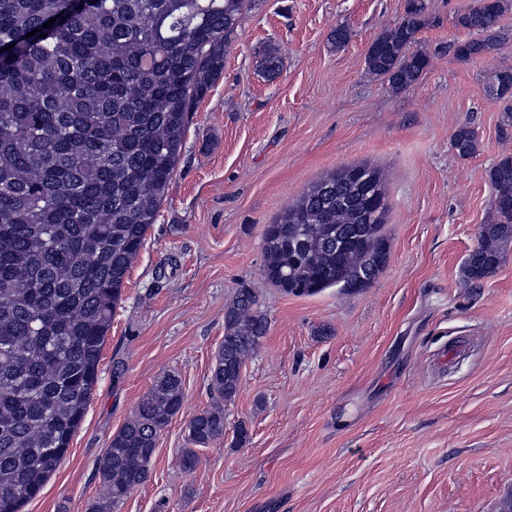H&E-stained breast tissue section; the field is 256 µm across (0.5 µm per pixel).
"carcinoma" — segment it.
<instances>
[{"mask_svg": "<svg viewBox=\"0 0 512 512\" xmlns=\"http://www.w3.org/2000/svg\"><path fill=\"white\" fill-rule=\"evenodd\" d=\"M256 0H0V512H22L40 495L83 422L125 278L157 220L182 149L192 104L224 71V48ZM512 0H476L457 25L476 37L448 49L464 61L496 46ZM423 4L378 34L367 72L394 92L430 64L414 48ZM56 18L54 24L44 23ZM31 37L26 34L32 30ZM46 37H40V34ZM10 49H5V45ZM490 89L512 129V66ZM461 158L475 131L451 135ZM370 186L336 171L317 181L263 233V279L285 294L368 287L386 262V179ZM490 214L462 267L478 285L512 242V156L488 171ZM260 295L238 290L214 356L211 406L188 423L181 465L224 439V404L266 336ZM184 404L181 378L159 376L99 461L109 504L148 475L157 438Z\"/></svg>", "mask_w": 512, "mask_h": 512, "instance_id": "obj_1", "label": "carcinoma"}]
</instances>
